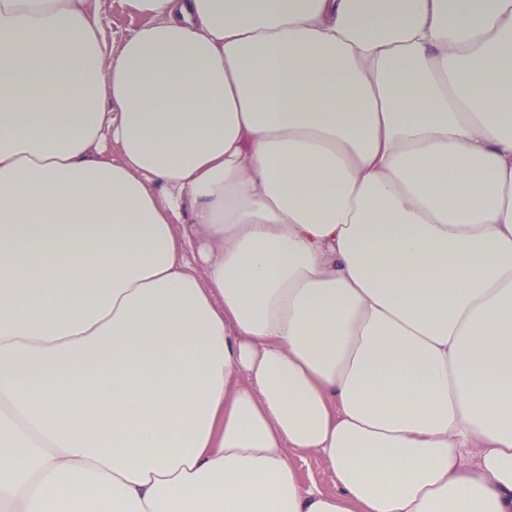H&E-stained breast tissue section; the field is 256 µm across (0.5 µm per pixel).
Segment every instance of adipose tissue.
<instances>
[{
  "mask_svg": "<svg viewBox=\"0 0 512 512\" xmlns=\"http://www.w3.org/2000/svg\"><path fill=\"white\" fill-rule=\"evenodd\" d=\"M122 2L0 0V512H512V0ZM109 4L103 16L104 25L113 43H118L122 37L138 26V19L130 18L123 10L120 0H106ZM293 462L306 482L315 481L324 489H334V475L321 460L307 454H297L293 456Z\"/></svg>",
  "mask_w": 512,
  "mask_h": 512,
  "instance_id": "1",
  "label": "adipose tissue"
}]
</instances>
